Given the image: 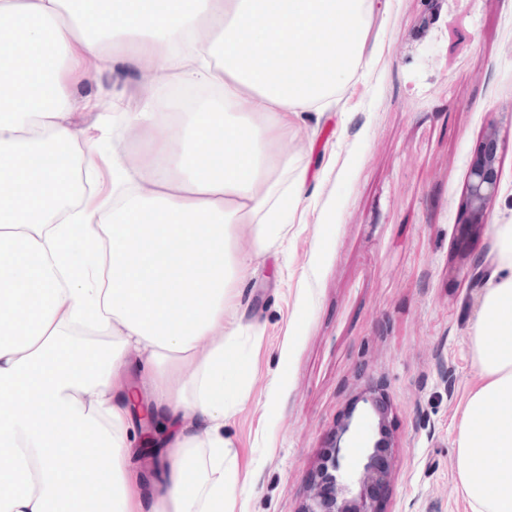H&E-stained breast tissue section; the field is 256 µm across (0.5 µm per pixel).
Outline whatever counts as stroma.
<instances>
[{"label":"stroma","mask_w":512,"mask_h":512,"mask_svg":"<svg viewBox=\"0 0 512 512\" xmlns=\"http://www.w3.org/2000/svg\"><path fill=\"white\" fill-rule=\"evenodd\" d=\"M371 40L343 110L302 113L287 150L308 168L305 194L240 287L242 322L259 333L239 365L249 397L224 426L247 479L240 512H301L347 423L348 466L378 433L391 442L381 512H465L457 424L486 289L470 265L493 277L495 229L512 224V0H389ZM139 80L110 63L75 93L134 112ZM492 123L499 191L471 234L466 184Z\"/></svg>","instance_id":"obj_1"}]
</instances>
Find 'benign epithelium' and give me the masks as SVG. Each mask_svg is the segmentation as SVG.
<instances>
[{"instance_id":"obj_1","label":"benign epithelium","mask_w":512,"mask_h":512,"mask_svg":"<svg viewBox=\"0 0 512 512\" xmlns=\"http://www.w3.org/2000/svg\"><path fill=\"white\" fill-rule=\"evenodd\" d=\"M500 165L498 129L487 126L483 145L471 166L465 206L469 224L483 227L499 191ZM345 425L332 449L321 462L319 480L309 489L302 512H379L373 490L389 480L388 469L380 463L381 449L390 447L388 438L379 433L369 446L365 461L354 469L344 464L342 436Z\"/></svg>"}]
</instances>
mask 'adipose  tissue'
Returning <instances> with one entry per match:
<instances>
[{
  "label": "adipose tissue",
  "mask_w": 512,
  "mask_h": 512,
  "mask_svg": "<svg viewBox=\"0 0 512 512\" xmlns=\"http://www.w3.org/2000/svg\"><path fill=\"white\" fill-rule=\"evenodd\" d=\"M382 0H0V512H235L224 422L248 399L238 314L254 256L281 237L307 169L284 146L302 112L336 108L373 53ZM118 59L170 81L136 112L74 83ZM198 89L181 112L171 86ZM137 130V164L110 128ZM177 130L179 139L161 136ZM108 159L107 196L83 182ZM473 347L458 489L470 512H512V224ZM139 396L167 453L144 474Z\"/></svg>",
  "instance_id": "1"
}]
</instances>
